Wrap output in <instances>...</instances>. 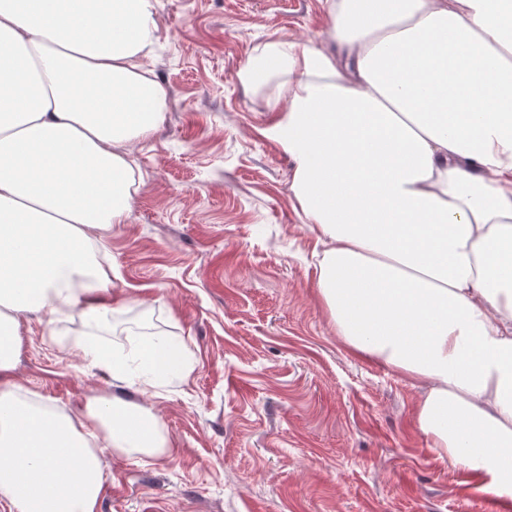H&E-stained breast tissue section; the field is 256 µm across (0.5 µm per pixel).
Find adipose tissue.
I'll return each mask as SVG.
<instances>
[{
	"label": "adipose tissue",
	"mask_w": 512,
	"mask_h": 512,
	"mask_svg": "<svg viewBox=\"0 0 512 512\" xmlns=\"http://www.w3.org/2000/svg\"><path fill=\"white\" fill-rule=\"evenodd\" d=\"M321 44L277 38L237 79L281 116L264 135L323 247L319 295L346 345L418 383L419 431L512 497V0H324ZM154 0H0V500L98 512L103 453L169 447L119 395L81 417L13 381L23 317L121 298L97 260L126 223L134 151L167 106L147 61ZM74 352L116 387L184 371L170 340L132 360Z\"/></svg>",
	"instance_id": "1"
}]
</instances>
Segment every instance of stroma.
Masks as SVG:
<instances>
[{
	"label": "stroma",
	"instance_id": "stroma-1",
	"mask_svg": "<svg viewBox=\"0 0 512 512\" xmlns=\"http://www.w3.org/2000/svg\"><path fill=\"white\" fill-rule=\"evenodd\" d=\"M147 65L168 90L137 148L143 184L103 242L126 304L94 332L84 307L24 321L14 380L81 415L106 370L75 355L159 333L186 372L144 396L172 448L107 456L98 512H486V492L413 423L423 390L357 356L317 291L320 247L289 191L293 163L267 139L275 114L238 81L283 35L319 41L320 0H155Z\"/></svg>",
	"mask_w": 512,
	"mask_h": 512
}]
</instances>
